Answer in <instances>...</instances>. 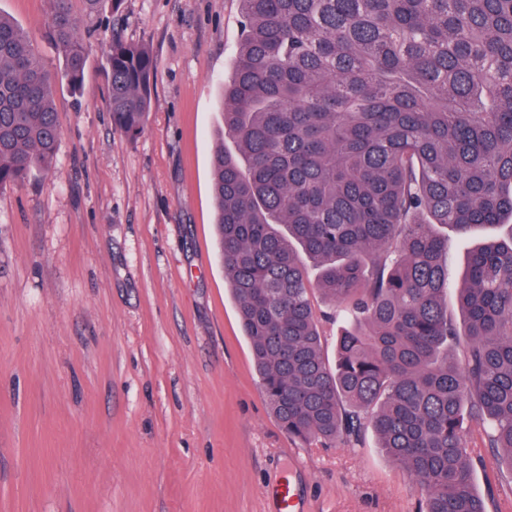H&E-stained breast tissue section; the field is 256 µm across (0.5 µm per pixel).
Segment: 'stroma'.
Returning a JSON list of instances; mask_svg holds the SVG:
<instances>
[{
    "mask_svg": "<svg viewBox=\"0 0 512 512\" xmlns=\"http://www.w3.org/2000/svg\"><path fill=\"white\" fill-rule=\"evenodd\" d=\"M86 42L82 96L57 87L51 175L0 189V512H418L413 478L377 446H308L264 401L217 258L211 158L239 34L238 0H123ZM51 0H0L57 67ZM156 60L135 138L112 126V38ZM512 227L448 238V286L468 251ZM473 467L489 512L512 500L492 449Z\"/></svg>",
    "mask_w": 512,
    "mask_h": 512,
    "instance_id": "stroma-1",
    "label": "stroma"
}]
</instances>
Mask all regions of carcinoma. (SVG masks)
I'll use <instances>...</instances> for the list:
<instances>
[{
	"label": "carcinoma",
	"mask_w": 512,
	"mask_h": 512,
	"mask_svg": "<svg viewBox=\"0 0 512 512\" xmlns=\"http://www.w3.org/2000/svg\"><path fill=\"white\" fill-rule=\"evenodd\" d=\"M238 2L221 108L234 149L219 144L211 166L218 255L265 400L308 445L372 426L421 512H488L467 429L512 470V236L470 254L459 323L448 239L431 227L512 217V0ZM52 3L55 75L0 14V187L54 168L56 88L83 89L85 36L71 0ZM85 3L116 14L122 0ZM103 69L112 124L135 138L153 54L115 39ZM315 290L349 314L333 365Z\"/></svg>",
	"instance_id": "carcinoma-1"
}]
</instances>
